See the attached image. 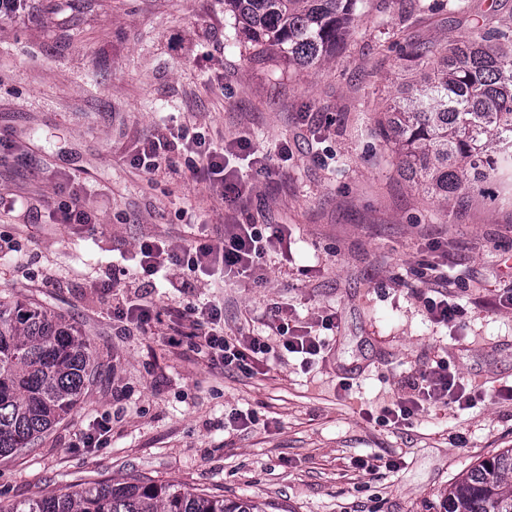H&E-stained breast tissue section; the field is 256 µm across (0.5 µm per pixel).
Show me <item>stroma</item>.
<instances>
[{"instance_id":"obj_1","label":"stroma","mask_w":512,"mask_h":512,"mask_svg":"<svg viewBox=\"0 0 512 512\" xmlns=\"http://www.w3.org/2000/svg\"><path fill=\"white\" fill-rule=\"evenodd\" d=\"M501 23L512 0H359L335 56L297 68L245 49L224 0H27L0 15V294L62 313L99 364L65 420L0 457V503L142 475L268 512H441L459 475L512 448V400L497 395L512 385V190L446 212L376 134L407 78L402 49ZM199 133L233 146L238 203L196 182L186 150L152 175L130 162L145 139ZM62 184L98 224L61 223ZM228 224L287 225L288 251L265 256L262 280L201 275L192 294L160 285L151 300L215 302L228 336L287 317L325 338L323 359L274 356L248 375L194 337L169 346V321L113 319V269L128 272L125 295L142 294L140 242L187 244ZM442 293L458 307L445 325L425 309ZM439 361L476 385L469 403L384 422Z\"/></svg>"}]
</instances>
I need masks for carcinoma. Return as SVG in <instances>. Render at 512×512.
Listing matches in <instances>:
<instances>
[{"instance_id":"obj_1","label":"carcinoma","mask_w":512,"mask_h":512,"mask_svg":"<svg viewBox=\"0 0 512 512\" xmlns=\"http://www.w3.org/2000/svg\"><path fill=\"white\" fill-rule=\"evenodd\" d=\"M357 0H224L239 42L293 66L320 65L349 32ZM409 72L378 118L402 176L441 209L512 175V26L438 50L412 46ZM98 368L96 353L60 314L0 297V456L29 448L64 420ZM444 512H512V448L448 490ZM5 512H266L178 483L133 476L50 493Z\"/></svg>"}]
</instances>
